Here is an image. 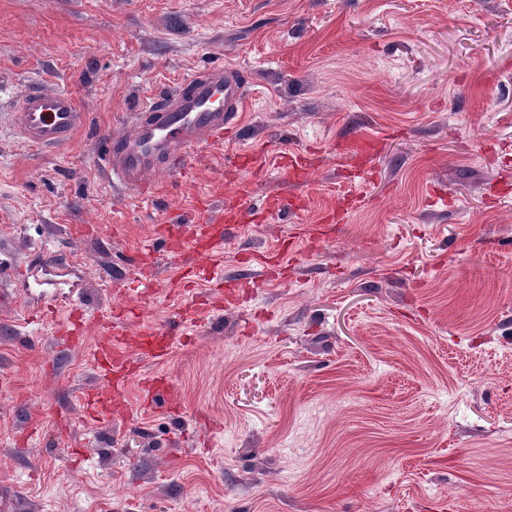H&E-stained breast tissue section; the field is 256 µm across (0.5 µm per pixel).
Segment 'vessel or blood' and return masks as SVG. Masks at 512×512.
<instances>
[{
  "label": "vessel or blood",
  "instance_id": "b4317fda",
  "mask_svg": "<svg viewBox=\"0 0 512 512\" xmlns=\"http://www.w3.org/2000/svg\"><path fill=\"white\" fill-rule=\"evenodd\" d=\"M244 88L239 68L221 66L189 75L173 90L153 98L139 112L130 131L112 135L108 169L113 181L128 189H146L151 175L173 170L188 148L204 141L223 140L225 131L244 109ZM15 119L26 139L58 147L85 125L86 114L69 93L32 86L21 93ZM223 222L224 215L218 212L206 224L186 225L183 232L169 236L168 247L176 253L185 240L205 241L207 272L211 279H223L214 255L223 250L224 238L211 233ZM106 319L109 326L95 352L99 367L97 398L86 406L91 414L111 407L113 394L122 388L119 376L128 364L114 343L126 336L129 313L116 305Z\"/></svg>",
  "mask_w": 512,
  "mask_h": 512
}]
</instances>
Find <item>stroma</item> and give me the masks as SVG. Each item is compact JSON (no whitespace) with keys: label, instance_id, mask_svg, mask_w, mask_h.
I'll list each match as a JSON object with an SVG mask.
<instances>
[{"label":"stroma","instance_id":"1","mask_svg":"<svg viewBox=\"0 0 512 512\" xmlns=\"http://www.w3.org/2000/svg\"><path fill=\"white\" fill-rule=\"evenodd\" d=\"M225 65L247 104L223 143L113 185V130ZM31 85L86 112L69 143L21 135ZM358 137L363 175L338 160ZM242 182L256 216L224 219L225 290H185L203 258L159 232ZM145 257L148 293L115 295ZM116 302L131 335L181 339L128 345L97 418ZM76 305L66 349L36 313ZM2 484L18 512H512V0H0ZM109 322L106 336L99 343L95 358L99 367V385L96 387L97 399L86 403L88 413L97 414L111 409L112 393H119L124 384L120 383V374L130 362L123 352L114 349L117 338H124L128 332L129 313L120 305H114L104 316ZM117 381V382H116Z\"/></svg>","mask_w":512,"mask_h":512}]
</instances>
